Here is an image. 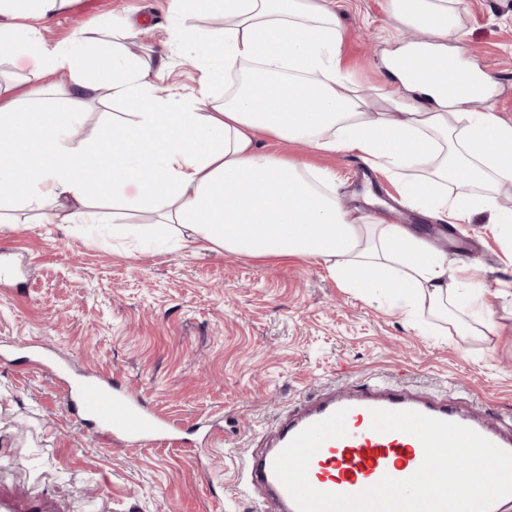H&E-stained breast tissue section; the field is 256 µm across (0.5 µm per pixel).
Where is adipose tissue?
Instances as JSON below:
<instances>
[{"instance_id":"1","label":"adipose tissue","mask_w":512,"mask_h":512,"mask_svg":"<svg viewBox=\"0 0 512 512\" xmlns=\"http://www.w3.org/2000/svg\"><path fill=\"white\" fill-rule=\"evenodd\" d=\"M63 3L0 0V56L27 55L36 79L64 71L74 93L61 114L21 110L0 87V201L54 205L63 224L72 204L85 223H100L88 205L106 196L116 215L162 205L173 211L171 224L147 230L176 232L181 249L206 243L236 255L316 260L343 287L382 295L407 316L453 306L493 330L477 278L449 287L446 256L409 226L374 224L345 210L320 188L327 171L309 174L260 142L267 136L360 153L409 205L455 223L486 211L494 229L512 238V210L496 202L512 183V123L489 107L466 108L490 96L489 77L463 68L444 84L428 76L462 55L446 44L448 0H395V20L422 27L427 38L383 55L400 91L372 102L343 74V26L326 0H170L176 39L189 35L186 22L197 14L224 17L223 33L196 45L197 59L219 57L220 70L180 97L163 93L117 46L103 45L79 63V46L51 45L10 22L16 13L45 16ZM230 72L236 79L215 103L212 87ZM104 84L130 121L113 123L109 148L67 146V125L84 95ZM451 182L463 192H444Z\"/></svg>"}]
</instances>
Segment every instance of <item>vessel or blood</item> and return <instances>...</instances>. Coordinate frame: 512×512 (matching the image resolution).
I'll use <instances>...</instances> for the list:
<instances>
[{
    "instance_id": "1",
    "label": "vessel or blood",
    "mask_w": 512,
    "mask_h": 512,
    "mask_svg": "<svg viewBox=\"0 0 512 512\" xmlns=\"http://www.w3.org/2000/svg\"><path fill=\"white\" fill-rule=\"evenodd\" d=\"M68 398L100 434L113 442L136 447H172L188 450L190 443L174 419L130 396L109 376L95 373L81 380ZM345 410L346 434L326 440L312 456L307 472L316 490L352 495L377 484L383 477L404 480L424 460V447L415 436L372 428L376 409L415 411L468 427L501 449L512 452V427L464 412L454 403L409 388L370 378L345 390L320 392L302 403L276 427L268 447L255 449L248 478L259 498V512H298L297 505L274 472V461L291 440L308 426L337 410Z\"/></svg>"
}]
</instances>
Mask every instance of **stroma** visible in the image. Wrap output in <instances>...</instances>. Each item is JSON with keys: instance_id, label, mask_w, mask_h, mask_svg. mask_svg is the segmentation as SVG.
<instances>
[{"instance_id": "35a3bbf8", "label": "stroma", "mask_w": 512, "mask_h": 512, "mask_svg": "<svg viewBox=\"0 0 512 512\" xmlns=\"http://www.w3.org/2000/svg\"><path fill=\"white\" fill-rule=\"evenodd\" d=\"M344 27L342 66L362 93L397 91L381 65L396 49L391 0H332ZM168 0H67L52 15L20 17L50 44L111 41L125 17L128 58L164 62L160 86L198 89L190 47L170 41ZM448 46L466 67L491 77L490 104L512 122V0H454ZM0 85L24 109L66 112L72 89L57 74L32 79L26 58H0ZM123 105L106 89L88 95L70 129L74 146L106 143ZM274 153L334 174L337 194L371 221L393 222L405 203L378 170L357 172L354 152L304 144ZM105 221L49 222L44 210L0 205V494L20 506L45 499L51 512H257L246 478L248 448L323 389L375 375L491 417L512 415V241L474 214L448 256V282L471 250L495 331L470 335L458 318L401 311L342 287L327 268L300 259L237 256L175 237L134 240ZM112 376L135 397L192 425L209 418L230 431L221 445L127 448L98 437L67 404L62 380Z\"/></svg>"}]
</instances>
